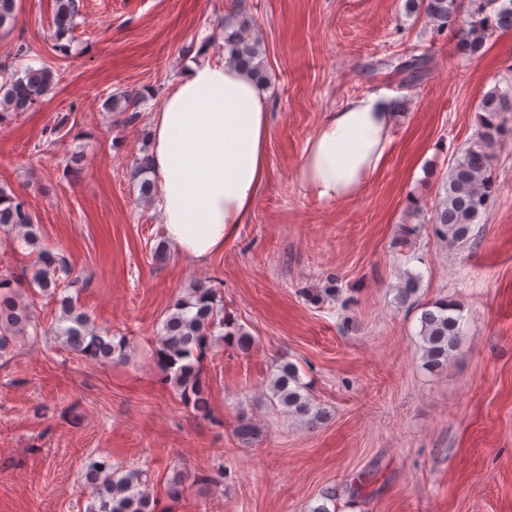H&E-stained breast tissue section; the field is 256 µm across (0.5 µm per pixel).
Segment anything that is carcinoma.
I'll return each instance as SVG.
<instances>
[{"mask_svg": "<svg viewBox=\"0 0 512 512\" xmlns=\"http://www.w3.org/2000/svg\"><path fill=\"white\" fill-rule=\"evenodd\" d=\"M424 10L426 16L441 31L460 12L462 0H407ZM79 13V0H55L54 25L59 37L72 31ZM468 21L459 29V51L474 55L496 30H512V0H467ZM18 20L16 0H0V29L14 25ZM231 59L250 72L256 81H265L260 43L250 39L243 30L224 38ZM427 61L412 58L401 65L408 80H420L426 75ZM0 83V112H26L51 92L55 75L47 67L30 68L22 75L2 72ZM138 105L134 97L115 94L107 100L113 112H127ZM481 109L490 114V121L481 125L470 146L462 155L452 159L445 196L434 210L432 228L450 248H463L475 239L473 224L496 191L490 148L499 141L512 139V123L500 118L503 112H512V88L488 91L481 100ZM36 215L26 200L0 186V229L21 234L22 240L32 246L36 243ZM39 268L32 281L46 296L57 298L61 309L55 337L61 345L76 356L99 361L127 359L126 341H114L108 331L90 326L86 314L79 311L71 296L58 297L59 266L56 256L49 251L38 253ZM421 275L407 271L398 288V298L405 303L418 291ZM174 312L163 323L158 337L157 357L167 378L173 381L184 402L195 411L209 416L208 397L202 382V362L217 338L213 330L224 328L220 336L225 344L247 352L253 337L224 315V298L214 285L201 283L189 295L173 305ZM464 316L459 306L441 302L422 306L419 336L422 340L424 366L432 371L448 365V360L464 336ZM33 329L40 335L32 320L29 305L19 301L15 280L0 277V352L10 341ZM270 402L282 407L289 415L316 422L324 412L315 404L306 386L300 381L295 364L284 362L269 384ZM83 488L91 501L86 512H155V503L148 491L145 471L126 470L106 463H91L82 474Z\"/></svg>", "mask_w": 512, "mask_h": 512, "instance_id": "carcinoma-1", "label": "carcinoma"}]
</instances>
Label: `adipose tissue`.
<instances>
[{
    "label": "adipose tissue",
    "instance_id": "adipose-tissue-1",
    "mask_svg": "<svg viewBox=\"0 0 512 512\" xmlns=\"http://www.w3.org/2000/svg\"><path fill=\"white\" fill-rule=\"evenodd\" d=\"M395 112L367 93L327 114L297 171L301 190L332 205L360 195L386 161ZM268 94L231 60L189 64L149 128L155 205L168 245L204 264L248 223L267 181Z\"/></svg>",
    "mask_w": 512,
    "mask_h": 512
}]
</instances>
